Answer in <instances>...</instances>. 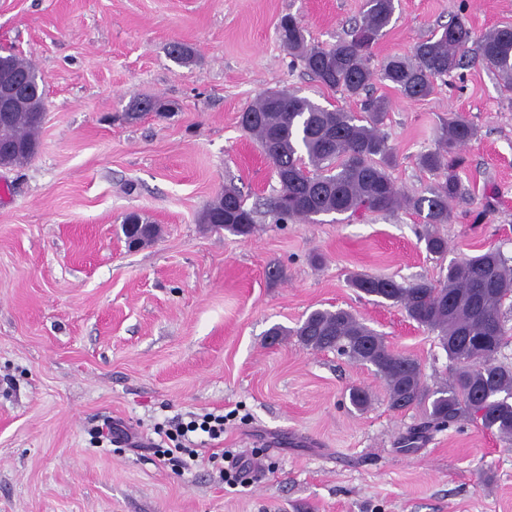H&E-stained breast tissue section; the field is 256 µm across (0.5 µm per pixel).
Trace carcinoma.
<instances>
[{
	"label": "carcinoma",
	"mask_w": 512,
	"mask_h": 512,
	"mask_svg": "<svg viewBox=\"0 0 512 512\" xmlns=\"http://www.w3.org/2000/svg\"><path fill=\"white\" fill-rule=\"evenodd\" d=\"M397 0H364L361 22L349 40L324 48L307 43L305 29L294 16L283 17L278 36L294 60L322 85L358 98L375 81L387 84L408 99L432 94L435 81L449 77L463 66L472 30L458 17L434 29L418 42L410 57L393 56L380 69L371 67L373 48L387 33ZM170 57L182 66L193 61V51L175 42ZM477 56L512 85V26L490 30L477 41ZM8 71L26 90L23 104L0 124V142L17 146L10 164L31 161L37 154V133L44 114L43 93L38 91L35 66L15 54L0 55V72ZM388 103L383 98L363 100V110L328 109L294 94L266 91L248 106L241 117L244 130L259 141L271 162L280 189L270 203L275 224L316 221L329 214L364 215L406 208L425 215L430 227L424 235L427 252L444 258L448 241L437 226L451 219L449 202L462 194L457 169L463 159L462 146L477 136L472 122L459 113L448 116L441 126L437 147L419 155V166L437 176L429 195L407 197L395 185L388 169L396 162L388 136L380 129ZM166 109L157 99L135 100L126 113L137 120ZM200 223L215 231L248 238L255 230L254 211L247 208L240 191L224 186L216 200L208 203ZM351 287L400 307L417 325L439 336L440 344L455 365L452 382L435 390L425 385L419 363L392 350L355 314L338 309H316L294 329L271 328L269 336H295L306 348L337 351L368 364L386 384L389 405L404 410L425 407L424 428L439 429L468 415L481 426L512 444V367L495 362L508 337L500 312L512 297V265L500 251L488 249L448 265L445 278L437 283L416 281L405 286L391 277L356 275ZM351 405L365 410L370 393L353 387Z\"/></svg>",
	"instance_id": "cac0c4a2"
}]
</instances>
